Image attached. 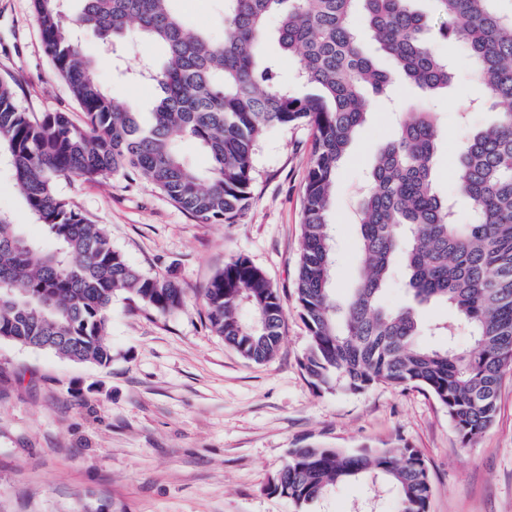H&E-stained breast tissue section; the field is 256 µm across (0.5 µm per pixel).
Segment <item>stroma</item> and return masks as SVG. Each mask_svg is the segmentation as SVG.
<instances>
[{
    "mask_svg": "<svg viewBox=\"0 0 512 512\" xmlns=\"http://www.w3.org/2000/svg\"><path fill=\"white\" fill-rule=\"evenodd\" d=\"M175 7L191 27L223 40L224 0H176ZM96 76L143 112L157 95L155 86L116 78L107 56ZM0 78L15 82L26 111L66 112L81 122L43 50L31 0H0ZM432 109L445 132L436 181L452 196L467 132L450 97ZM396 130L392 112L371 103L337 174V297L358 267L356 193L375 148ZM310 144L304 126L267 133L254 157L252 198L233 224L198 223L142 179L59 180L58 192L103 226L114 249L142 273L176 280L187 301L160 314L116 295L106 366L0 341V512H295L265 487L290 449L308 443L353 451L411 445L428 463L429 512H512V375L502 382L494 425L464 448L445 409L420 389L318 390L303 370L308 333L294 282ZM0 211L43 239L2 164ZM237 256L263 271L283 307L280 349L259 365L210 330L201 297ZM310 512H397V500L387 485L357 481L331 490Z\"/></svg>",
    "mask_w": 512,
    "mask_h": 512,
    "instance_id": "stroma-1",
    "label": "stroma"
}]
</instances>
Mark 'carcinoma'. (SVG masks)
<instances>
[{
  "instance_id": "obj_1",
  "label": "carcinoma",
  "mask_w": 512,
  "mask_h": 512,
  "mask_svg": "<svg viewBox=\"0 0 512 512\" xmlns=\"http://www.w3.org/2000/svg\"><path fill=\"white\" fill-rule=\"evenodd\" d=\"M32 0L46 53L84 115L27 112L14 85L0 79V160L35 222L54 247L26 237L0 212V340L106 365L112 298L129 293L165 314L183 306L175 281L132 267L99 224L56 190L61 178L139 176L203 224H233L249 205L254 156L262 136L306 125L314 141L304 187L296 301L308 330L303 367L314 387L362 393L376 385L429 393L448 414L462 446L494 424L498 396L512 372V7L507 0H434L440 23L414 0H224V40L191 29L173 0ZM277 20L275 27L269 18ZM104 50L132 53L155 43L161 59L141 60L137 75L160 89L147 112L95 76L98 59L76 32ZM372 40L381 67L364 50ZM297 61L282 78L269 41ZM463 44L472 81L498 108L494 124L470 133L455 168L457 192L479 220L460 224L453 199L436 186L443 130L424 100L449 93L454 67L438 50ZM400 80L422 101L402 116L398 134L374 153L371 186L358 209V273L336 298L330 215L340 163L366 121L372 91L386 98ZM191 141L210 161L201 172L181 154ZM412 303L384 301L395 262ZM210 328L246 360L278 351L283 311L277 291L246 257L225 263L203 289ZM442 304L445 324L419 307ZM472 346L455 347L458 329ZM431 333L442 347L423 342ZM382 481L398 512H428L423 453L410 446L348 451L303 446L266 490L297 512L333 487Z\"/></svg>"
}]
</instances>
